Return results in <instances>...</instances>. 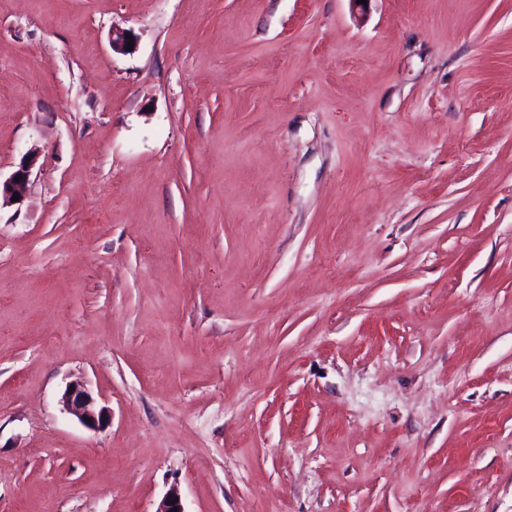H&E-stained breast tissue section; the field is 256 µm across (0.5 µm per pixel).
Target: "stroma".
<instances>
[{"label": "stroma", "instance_id": "obj_1", "mask_svg": "<svg viewBox=\"0 0 512 512\" xmlns=\"http://www.w3.org/2000/svg\"><path fill=\"white\" fill-rule=\"evenodd\" d=\"M31 151L0 512H512V0H0ZM69 388H72V391H69ZM61 403L66 412L92 431H102L109 426V411L96 406L95 399L84 384H69L61 396ZM85 418H90L91 422L85 421Z\"/></svg>", "mask_w": 512, "mask_h": 512}]
</instances>
